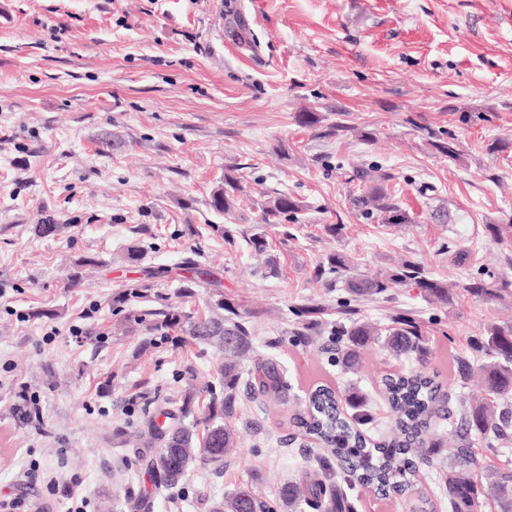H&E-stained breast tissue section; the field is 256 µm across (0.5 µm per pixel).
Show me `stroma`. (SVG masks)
<instances>
[{"mask_svg": "<svg viewBox=\"0 0 512 512\" xmlns=\"http://www.w3.org/2000/svg\"><path fill=\"white\" fill-rule=\"evenodd\" d=\"M303 110L352 131L301 127ZM430 128L453 137L456 159ZM371 164L409 223L354 210L352 171ZM230 169L245 192L217 215L210 195ZM280 193L304 201L299 223H262ZM50 221L65 232L38 236ZM491 224H512V0H0V512H67L84 496L88 512H207L253 479L276 499L298 475L284 440L310 382H349L289 342L303 307H323L318 335L343 318L345 292L319 264L409 261L447 280L448 305L396 285L356 313L385 326L414 314L438 347L468 356L488 323L512 322L511 294L465 289L480 275L512 281V239L495 241ZM254 234L266 254L248 248ZM189 261L221 275L291 390L282 404L241 398L229 423L242 452L223 472L159 490L113 432L214 381L220 355L134 325L142 302L118 296L165 267L153 308L206 314L207 285L182 291ZM397 367L377 354L358 380L370 437L391 428L380 378ZM21 391L40 421L11 413Z\"/></svg>", "mask_w": 512, "mask_h": 512, "instance_id": "35a3bbf8", "label": "stroma"}]
</instances>
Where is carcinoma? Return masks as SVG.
Wrapping results in <instances>:
<instances>
[{"mask_svg":"<svg viewBox=\"0 0 512 512\" xmlns=\"http://www.w3.org/2000/svg\"><path fill=\"white\" fill-rule=\"evenodd\" d=\"M354 177L365 183L362 193L351 198L355 209L366 215L378 214L386 224H407L409 216L392 194L390 176L378 167L355 170ZM244 192L242 181L229 171L211 193L214 213L233 212ZM302 201L280 194L262 205L264 224L299 222ZM328 273L344 277L350 298L341 308L353 311L351 302L363 297H379L392 284L420 290L425 300L446 305L448 283L431 277L418 263L405 262L396 271L363 272L342 254L327 258ZM196 277L213 287L210 313L200 317L175 310H146L135 319L140 325L153 317L150 329L164 336L187 330L188 335L215 346L221 352L216 366L218 385H209L203 395L197 389L186 391L157 410L132 434L138 441V458L157 488L180 485L196 467L220 472L232 457L240 440L226 424L235 412L242 385L255 397L285 402L288 385L279 365L272 359L253 355V329L240 312L224 300L222 279L212 273L195 271ZM466 291L486 301L503 298L512 282L488 283L474 278ZM328 361L345 371H361L365 356L374 351L411 367L381 377V386L394 426L383 440L375 443L365 435L364 426L374 419L371 399L356 385L336 392L328 383H319L307 393L305 411L292 417L297 434L312 439L323 452L309 458V467L298 481L287 483L280 495L288 512H303L302 505L319 512H354L335 479L350 486L359 485L379 496L391 494L414 497L409 512H435L424 493L414 491V478L421 464L447 459L439 478L448 493L450 512H485L494 506L498 512H512V463L506 462L478 477L475 449L495 450L512 442V324L491 323L476 340L471 358L450 356L448 380L431 367L435 353L433 339L416 319L400 315L391 325L357 318L349 325L331 329L323 346ZM454 382L464 388L478 382L487 397L474 402L459 395L455 406L443 399V387ZM210 512H277L256 482L234 487L211 505Z\"/></svg>","mask_w":512,"mask_h":512,"instance_id":"carcinoma-1","label":"carcinoma"}]
</instances>
